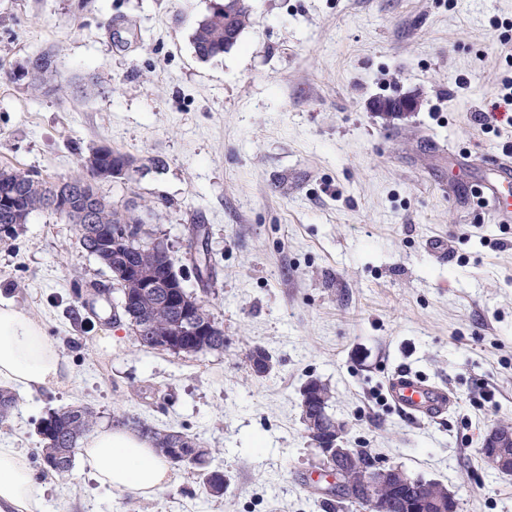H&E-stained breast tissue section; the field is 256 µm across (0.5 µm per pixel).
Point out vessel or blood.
Here are the masks:
<instances>
[{"instance_id": "b4317fda", "label": "vessel or blood", "mask_w": 512, "mask_h": 512, "mask_svg": "<svg viewBox=\"0 0 512 512\" xmlns=\"http://www.w3.org/2000/svg\"><path fill=\"white\" fill-rule=\"evenodd\" d=\"M477 199L492 214L496 223H512V158L498 157L487 177L477 184ZM387 393L393 406L410 419L434 420L455 404L447 389L428 382L419 374L401 369L387 381Z\"/></svg>"}]
</instances>
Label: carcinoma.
I'll return each instance as SVG.
<instances>
[{
  "label": "carcinoma",
  "instance_id": "1",
  "mask_svg": "<svg viewBox=\"0 0 512 512\" xmlns=\"http://www.w3.org/2000/svg\"><path fill=\"white\" fill-rule=\"evenodd\" d=\"M249 22L247 0H228L224 8L213 9L198 21L191 34V44L197 58L206 62L224 55L237 44ZM28 73L32 89L40 95L56 90L67 82L55 56L49 52L34 54L29 61ZM94 169L107 172L102 180H118L124 184L135 183L137 177L147 171V167L138 164L132 155L107 145L90 148L80 170L64 181H50L28 170L3 166L0 168V199H7L9 204H0V225L26 224L36 211H49L76 225L82 249L106 267L121 286L119 307L122 314L130 319L133 335L141 346L152 348L159 339L176 336L181 344V352L185 354H203L224 349L222 328L204 340L181 329L177 306L168 303V293L181 292L196 304L203 303V299L195 293L179 289L182 281L176 271L167 272L157 266L154 243L124 240L114 249L103 247V229L115 224L146 223L154 213L148 204L131 206L127 202L114 203L100 195L94 187L92 193L96 206L92 220L88 224L79 222L77 212L83 209L84 184ZM58 190L69 195L71 210L52 206V196ZM189 260L198 271L202 292H208L209 283L204 277V270L210 262L208 253L198 250L190 254ZM127 266L153 272L154 288L143 294L130 279L120 276L119 271ZM254 361H262L270 367L273 355L267 349L256 346L245 352L246 365L250 367ZM314 383L318 394L316 411L324 421L336 423V419L327 413L332 398L331 387L317 378ZM114 417L124 424H132L171 461L174 460L173 448L182 443L194 444L197 455L192 467L203 469L201 476L204 492L210 496L224 494V472L211 468L216 449L196 444L194 438L185 432L171 427H158L138 417L132 418L124 411L114 413ZM98 419L95 411L84 406L50 410L40 420L37 428L44 443L39 462L50 461L57 467V476H67L73 468L75 450ZM413 497L411 489L404 487L397 490L380 488L372 496L361 499L348 498L339 491L326 499L325 505L332 512L338 507L347 512H373L374 501L380 499L389 503L390 512H405L407 502Z\"/></svg>",
  "mask_w": 512,
  "mask_h": 512
}]
</instances>
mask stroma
Masks as SVG:
<instances>
[{
  "instance_id": "obj_1",
  "label": "stroma",
  "mask_w": 512,
  "mask_h": 512,
  "mask_svg": "<svg viewBox=\"0 0 512 512\" xmlns=\"http://www.w3.org/2000/svg\"><path fill=\"white\" fill-rule=\"evenodd\" d=\"M213 3L0 0V167L58 180L101 144L163 159L98 191L153 206L144 235L168 245L191 292L187 227L206 225V300L224 329L220 352L140 347L129 320L100 314L118 293L73 225L33 214L0 243V301L39 319L71 380L18 391L0 444L33 461L49 410L86 405L105 425L119 408L217 449L223 496L194 468L149 498L110 496L75 468L39 476L46 512H325L299 407L319 378L350 447L443 483L459 512H512V476L479 452L512 418V224L468 193L512 142V124L474 120L512 70L491 25L512 20V0H250L237 45L203 62L190 36ZM40 51L72 79L48 96L27 75ZM405 97L416 110L375 108ZM108 330L106 357L95 340ZM254 346L274 358L266 376L244 362ZM399 368L451 390L444 419L395 410L385 384Z\"/></svg>"
}]
</instances>
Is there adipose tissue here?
<instances>
[{"mask_svg":"<svg viewBox=\"0 0 512 512\" xmlns=\"http://www.w3.org/2000/svg\"><path fill=\"white\" fill-rule=\"evenodd\" d=\"M69 365L42 324L10 304H0V383L26 390L62 386ZM84 474L113 495L149 497L174 479L169 460L137 431L105 426L80 448ZM0 512H45L38 481L24 453L0 446Z\"/></svg>","mask_w":512,"mask_h":512,"instance_id":"ef3b65f1","label":"adipose tissue"}]
</instances>
